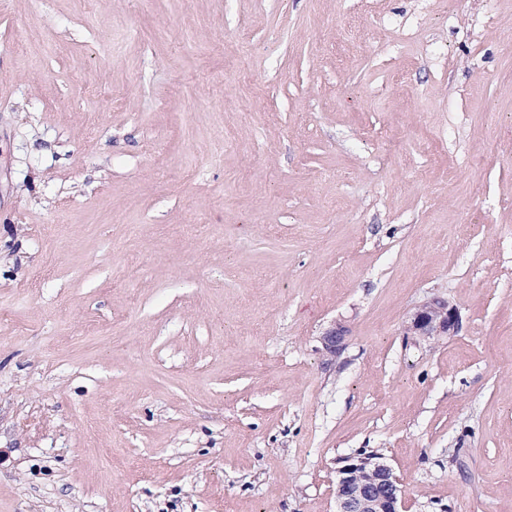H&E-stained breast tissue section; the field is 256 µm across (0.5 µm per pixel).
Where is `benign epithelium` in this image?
Here are the masks:
<instances>
[{"label": "benign epithelium", "mask_w": 512, "mask_h": 512, "mask_svg": "<svg viewBox=\"0 0 512 512\" xmlns=\"http://www.w3.org/2000/svg\"><path fill=\"white\" fill-rule=\"evenodd\" d=\"M457 310L445 299L430 298L409 316L407 333L434 339L455 333ZM346 328L338 323L321 338L325 354L334 359L346 346ZM402 490L391 466L380 455L354 454L336 468V512H400Z\"/></svg>", "instance_id": "obj_1"}]
</instances>
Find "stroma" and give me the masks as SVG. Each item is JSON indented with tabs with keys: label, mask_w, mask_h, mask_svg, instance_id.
<instances>
[{
	"label": "stroma",
	"mask_w": 512,
	"mask_h": 512,
	"mask_svg": "<svg viewBox=\"0 0 512 512\" xmlns=\"http://www.w3.org/2000/svg\"><path fill=\"white\" fill-rule=\"evenodd\" d=\"M506 69L512 0H0V512H512ZM459 323L457 310L448 300L433 297L421 304L409 316L407 334L434 339L455 333ZM346 333V328L338 323L322 336L323 351L329 358H337L345 349ZM336 468V512H401L402 490L381 455L342 458Z\"/></svg>",
	"instance_id": "obj_1"
}]
</instances>
